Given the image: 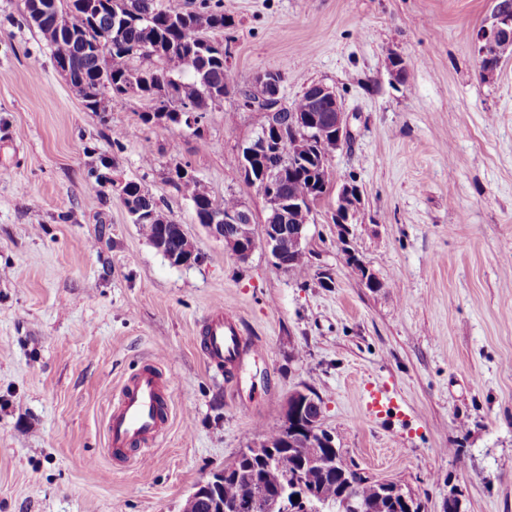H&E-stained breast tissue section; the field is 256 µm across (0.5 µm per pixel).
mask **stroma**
<instances>
[{
    "label": "stroma",
    "mask_w": 512,
    "mask_h": 512,
    "mask_svg": "<svg viewBox=\"0 0 512 512\" xmlns=\"http://www.w3.org/2000/svg\"><path fill=\"white\" fill-rule=\"evenodd\" d=\"M26 2L0 0V512H183L303 386L346 459L424 512L453 486L462 512H512V59L487 77L473 46L493 0H219L232 84L272 70L292 100L322 83L352 116L306 227L305 277L264 251L238 264L169 181L190 165L262 227L266 202L233 159L264 112L187 129L143 122L151 104L130 96L99 117ZM104 163L182 225L197 263L172 266L145 239L97 184ZM351 180L363 205L343 241L334 188ZM217 302L262 342L230 377L199 336ZM159 355L169 427L149 464H113L112 396ZM370 385L402 419L369 416Z\"/></svg>",
    "instance_id": "35a3bbf8"
}]
</instances>
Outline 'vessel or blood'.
<instances>
[{
	"mask_svg": "<svg viewBox=\"0 0 512 512\" xmlns=\"http://www.w3.org/2000/svg\"><path fill=\"white\" fill-rule=\"evenodd\" d=\"M201 334L210 367L219 371L240 368L258 350L245 340L235 313L215 304ZM162 360L141 369L119 391L107 421L108 451L114 459L145 463L156 439L166 428L170 396L162 380Z\"/></svg>",
	"mask_w": 512,
	"mask_h": 512,
	"instance_id": "b4317fda",
	"label": "vessel or blood"
}]
</instances>
